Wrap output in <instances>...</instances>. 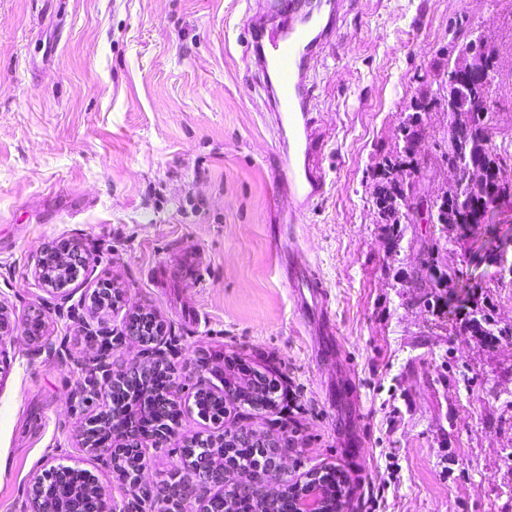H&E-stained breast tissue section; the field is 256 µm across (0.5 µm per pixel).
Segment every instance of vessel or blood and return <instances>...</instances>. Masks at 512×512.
I'll list each match as a JSON object with an SVG mask.
<instances>
[{"label":"vessel or blood","mask_w":512,"mask_h":512,"mask_svg":"<svg viewBox=\"0 0 512 512\" xmlns=\"http://www.w3.org/2000/svg\"><path fill=\"white\" fill-rule=\"evenodd\" d=\"M341 0H270L271 23H256L245 32V47L267 85L277 126L288 129L292 155L280 163L276 177L302 214L326 192L320 153L323 134L312 113V93L306 82L309 60L317 57L333 36ZM289 285L300 305L318 310L325 335L334 325L326 293L315 268L293 273Z\"/></svg>","instance_id":"b4317fda"}]
</instances>
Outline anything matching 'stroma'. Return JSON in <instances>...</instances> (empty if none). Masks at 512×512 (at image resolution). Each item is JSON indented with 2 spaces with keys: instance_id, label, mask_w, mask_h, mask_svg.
<instances>
[{
  "instance_id": "1",
  "label": "stroma",
  "mask_w": 512,
  "mask_h": 512,
  "mask_svg": "<svg viewBox=\"0 0 512 512\" xmlns=\"http://www.w3.org/2000/svg\"><path fill=\"white\" fill-rule=\"evenodd\" d=\"M258 2L0 0V309L12 325L0 339V512H30L34 477L59 464L90 470L106 499L156 512L82 447L103 406L90 382L141 356L119 336L140 309L166 326L185 407L167 441L146 442V482L180 469L191 438L245 427L275 433L289 478L339 469L342 512H512V337L486 346L462 317L428 307L412 278L436 225H401L395 245L376 209L379 173L426 98L419 167L399 177L435 201L451 189L439 161L448 73L468 41L495 50L488 126L512 159V0H348L308 72L327 186L300 218L295 256L273 173L288 141L242 44ZM63 241L86 265L59 291L35 268ZM491 249L512 263V208L445 244L450 288L512 327V279L485 261ZM189 251L197 282L178 272ZM307 262L327 282L337 360L287 283ZM104 281L120 298L97 310L89 296ZM35 309L45 326L33 344ZM236 361L276 380L275 406L228 405L220 425L188 412L198 386L220 385ZM345 374L357 401L338 393ZM354 432L362 466L344 447Z\"/></svg>"
}]
</instances>
